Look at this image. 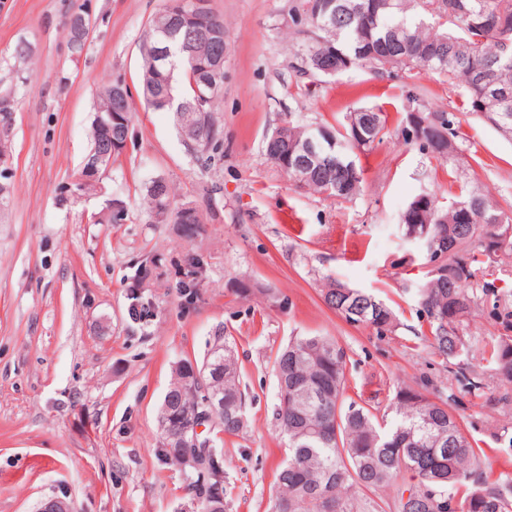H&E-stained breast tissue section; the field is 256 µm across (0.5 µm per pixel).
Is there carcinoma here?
Listing matches in <instances>:
<instances>
[{
    "mask_svg": "<svg viewBox=\"0 0 512 512\" xmlns=\"http://www.w3.org/2000/svg\"><path fill=\"white\" fill-rule=\"evenodd\" d=\"M326 0H297L292 20L300 29H315L320 35L299 52L300 65L293 66L299 78L323 79L342 75L327 73L338 51L349 58L345 71L367 68L377 76H389L415 69L433 70L445 81L462 89L467 112L491 124L502 135L512 137V27H499L502 17L512 19V0H334L335 19L328 22ZM177 0H165L151 18L142 43L141 95L155 110H169L163 99L175 98V71L160 65L152 46L169 41L181 48L182 69L179 108L172 109L182 136L205 149L217 135L212 112L220 98L217 77L204 80L201 64L215 66L224 61L214 53L213 44L200 31H224V19L210 12L195 21L183 22L175 14ZM119 80L97 85L94 107L113 97ZM407 112H420L445 134L448 148L434 153L427 138L405 121L406 142L433 157L446 161L458 156L460 146L456 117L434 110L416 90L406 93ZM135 101L129 100L125 115L116 120L102 112L96 116L85 161L101 155L104 162L123 152ZM369 116L363 130L365 139H352V125L345 132L330 126L334 148L303 169L291 168L288 177L329 198L349 201L362 188V170L350 174L355 161L350 153L369 149L381 140L387 127L386 113L376 107H360ZM287 141L273 135L265 139L262 152L267 161L281 167L288 147L300 149L310 129L291 119ZM13 112L0 107V155L12 148ZM426 208L419 223H428L441 239L462 246V255L443 257L444 272L429 269L428 278L413 286V293L426 314L428 345L441 357L455 359L468 352V315L478 294H489L495 285L476 280L479 266L512 257V214L476 188H463L448 206L435 196L419 194ZM144 199L156 224L182 223V207L174 205L170 184L154 177L145 183ZM321 298L327 308L346 322L369 324L378 332L394 329L397 316L392 307L373 294L349 288L328 276ZM495 376L512 385V340L502 338L492 346ZM346 355L331 336H297L278 353L275 371L279 399L276 420L286 440L287 459L278 473V490L270 512H377L380 505L364 492L395 488L386 506L394 512H443L442 504L454 505L452 512H512V480L493 476L483 455L448 411V402L433 399L410 386L396 388L390 402L392 424L383 428L371 406L346 400ZM206 389L224 399V413L212 422L224 434L235 436L244 427L245 394L240 389L235 343L220 332L207 360L193 366L189 360L177 363L160 410L162 437L176 436L184 424L178 411L193 409ZM165 461L176 464L198 512H224L211 508L214 498L224 497V469L192 466L180 453L163 447Z\"/></svg>",
    "mask_w": 512,
    "mask_h": 512,
    "instance_id": "carcinoma-1",
    "label": "carcinoma"
}]
</instances>
